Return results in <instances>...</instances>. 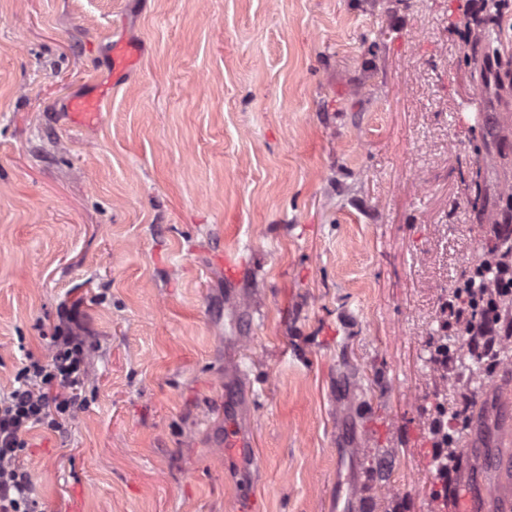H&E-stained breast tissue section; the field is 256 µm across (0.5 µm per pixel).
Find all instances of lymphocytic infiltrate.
I'll return each instance as SVG.
<instances>
[{
  "mask_svg": "<svg viewBox=\"0 0 512 512\" xmlns=\"http://www.w3.org/2000/svg\"><path fill=\"white\" fill-rule=\"evenodd\" d=\"M494 262L484 282L465 278L448 305V324L466 338L470 354L497 363L505 340L512 338V213L495 225L490 247ZM48 359L24 365L6 395H0V512H35L32 486L16 460L27 443L25 434L42 426L60 428L81 406L86 377V350L80 337L55 329ZM443 422L432 418L434 458L441 482L439 498H448L458 455L441 439Z\"/></svg>",
  "mask_w": 512,
  "mask_h": 512,
  "instance_id": "1",
  "label": "lymphocytic infiltrate"
}]
</instances>
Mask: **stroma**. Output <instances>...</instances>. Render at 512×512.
<instances>
[{
    "instance_id": "stroma-1",
    "label": "stroma",
    "mask_w": 512,
    "mask_h": 512,
    "mask_svg": "<svg viewBox=\"0 0 512 512\" xmlns=\"http://www.w3.org/2000/svg\"><path fill=\"white\" fill-rule=\"evenodd\" d=\"M466 4L0 0V392L67 317L89 348L18 459L41 512H439L433 348L512 179ZM485 377L466 508L512 344Z\"/></svg>"
}]
</instances>
